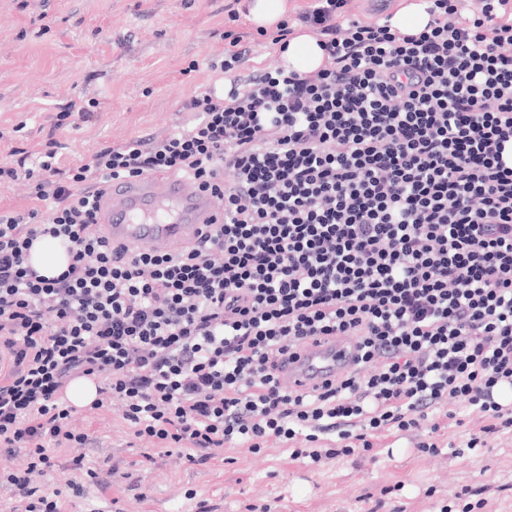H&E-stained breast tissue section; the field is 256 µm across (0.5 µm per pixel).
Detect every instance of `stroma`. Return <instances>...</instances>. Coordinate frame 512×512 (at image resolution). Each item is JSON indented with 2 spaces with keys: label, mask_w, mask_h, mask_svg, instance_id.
<instances>
[{
  "label": "stroma",
  "mask_w": 512,
  "mask_h": 512,
  "mask_svg": "<svg viewBox=\"0 0 512 512\" xmlns=\"http://www.w3.org/2000/svg\"><path fill=\"white\" fill-rule=\"evenodd\" d=\"M240 36L257 45L249 70L275 65L244 0H0V163L53 150L75 168L185 125L182 102L219 85L214 66ZM78 98L87 119L65 114ZM439 423L432 435L381 431L372 448L319 463L271 441L191 465L161 448L144 457L118 409L86 408L85 444L55 449L40 485L83 484L62 512H512V430L468 447L485 420L459 402ZM427 439L437 452L416 450Z\"/></svg>",
  "instance_id": "stroma-1"
}]
</instances>
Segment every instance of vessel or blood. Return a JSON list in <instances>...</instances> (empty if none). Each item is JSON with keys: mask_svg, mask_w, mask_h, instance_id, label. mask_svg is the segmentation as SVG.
I'll list each match as a JSON object with an SVG mask.
<instances>
[{"mask_svg": "<svg viewBox=\"0 0 512 512\" xmlns=\"http://www.w3.org/2000/svg\"><path fill=\"white\" fill-rule=\"evenodd\" d=\"M221 220L210 193L190 190L182 178L167 174L112 182L100 210V222L114 243L159 252L175 242L203 238ZM350 363L346 344L322 341L288 361L282 376L289 385L309 389Z\"/></svg>", "mask_w": 512, "mask_h": 512, "instance_id": "obj_1", "label": "vessel or blood"}]
</instances>
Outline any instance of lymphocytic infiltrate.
I'll return each instance as SVG.
<instances>
[{
	"instance_id": "1",
	"label": "lymphocytic infiltrate",
	"mask_w": 512,
	"mask_h": 512,
	"mask_svg": "<svg viewBox=\"0 0 512 512\" xmlns=\"http://www.w3.org/2000/svg\"><path fill=\"white\" fill-rule=\"evenodd\" d=\"M345 4L297 16L325 51L317 71L245 72L255 46L239 37L227 94L184 102L192 125L73 169L52 151L0 165L47 203L0 213L14 512H61L38 480L53 448L86 441L67 398L81 377L93 409L119 405L136 439L193 465L301 434L318 463L422 430L456 398L486 420L470 445L512 428V0H430L416 36ZM147 173L210 190L222 222L174 252L113 245L104 188ZM41 236L71 256L52 279L28 263ZM328 337L355 347L352 367L285 386L281 364Z\"/></svg>"
}]
</instances>
